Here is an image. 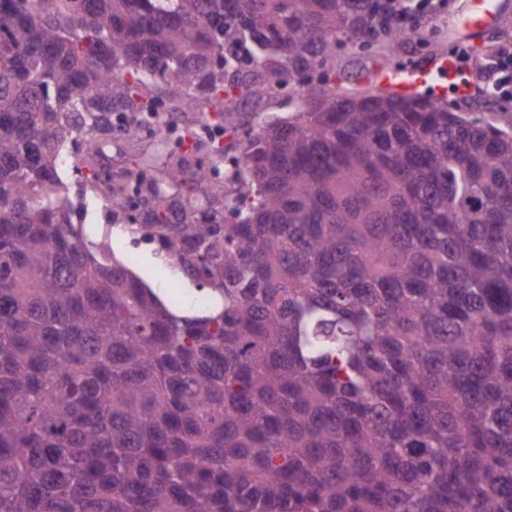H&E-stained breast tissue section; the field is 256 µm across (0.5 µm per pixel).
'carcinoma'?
Masks as SVG:
<instances>
[{
    "label": "carcinoma",
    "mask_w": 512,
    "mask_h": 512,
    "mask_svg": "<svg viewBox=\"0 0 512 512\" xmlns=\"http://www.w3.org/2000/svg\"><path fill=\"white\" fill-rule=\"evenodd\" d=\"M385 8L0 0V512H512V119L340 91L338 47L407 36ZM287 86V121L238 106ZM144 115L211 158L162 169L176 228L145 197L200 311L59 174ZM76 169L82 174H76ZM90 174L77 164L60 170V175L69 185V194L75 203L78 202L75 196L78 184L83 181L84 176ZM87 196L79 200L83 206L82 214L86 216V219L83 216V226L87 237L96 242L105 240L118 259L165 298L168 295L181 296L185 306L193 307V299L200 293L197 288L202 287L185 276L179 266L172 264L159 250L157 242L143 238L140 232L128 230L132 224L126 220V214H109L93 202L92 195ZM120 224L128 226H119Z\"/></svg>",
    "instance_id": "cac0c4a2"
}]
</instances>
